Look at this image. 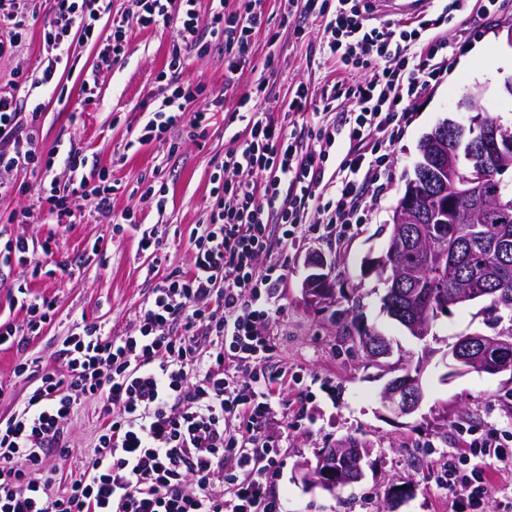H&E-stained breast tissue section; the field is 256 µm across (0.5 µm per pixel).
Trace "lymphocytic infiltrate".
<instances>
[{"label": "lymphocytic infiltrate", "mask_w": 512, "mask_h": 512, "mask_svg": "<svg viewBox=\"0 0 512 512\" xmlns=\"http://www.w3.org/2000/svg\"><path fill=\"white\" fill-rule=\"evenodd\" d=\"M32 0H0V55L24 38ZM198 0H132L112 21L102 43L105 65L127 54L133 27L175 26L176 42L168 69L184 68L183 49L224 48V79L231 82L246 62L250 36L260 27L263 0H238L227 12L225 0H210L200 13ZM110 0H54L44 36L46 64L11 90H0V193L18 172L46 174L32 131L21 125L23 96L50 84L59 65L69 61L70 37L92 36ZM324 34L342 69L369 73L347 94L354 103L342 124L326 126L318 143L303 149L295 134H284L265 109L253 108L250 138L224 157L225 172L237 175L212 190L210 213L195 229L192 262L183 274L165 278L141 304L135 330L112 337L103 325L84 320L62 342L64 371L25 359L17 373L34 387L24 404L0 416V512H284L270 483L282 456L278 443L261 431L275 417L273 399L288 384L287 371L270 374V350L261 326L280 310L277 268L257 274L255 261L267 249L266 207L284 202L283 236L296 227L354 223L366 179L380 180L385 155L371 148L375 134L398 137L409 108L448 74L447 60L428 25L406 30L371 25L361 0H336ZM224 109L222 96L192 83H171L154 99L145 138L183 126L203 128L208 113ZM355 143L334 177L336 203L325 208L317 189L324 164L340 138ZM11 307L24 311V325L0 320V350L12 348L20 331L39 335L54 301L18 286ZM99 404L101 419L92 456L61 492L51 493L38 478L50 457L67 458L64 428L82 401ZM501 435L473 438L450 460L437 483L455 497L457 512H481L492 483L470 457L512 466V448ZM222 493H214L215 479Z\"/></svg>", "instance_id": "f902f5d3"}]
</instances>
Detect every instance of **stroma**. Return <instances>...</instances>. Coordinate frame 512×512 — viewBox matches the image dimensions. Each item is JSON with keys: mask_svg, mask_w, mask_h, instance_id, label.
<instances>
[{"mask_svg": "<svg viewBox=\"0 0 512 512\" xmlns=\"http://www.w3.org/2000/svg\"><path fill=\"white\" fill-rule=\"evenodd\" d=\"M53 0H36L26 41L18 51L0 56V89L9 88L18 74L39 72L46 56L43 35L53 16ZM131 0H112L111 11L96 24L94 40L78 44L70 67L59 70L54 83L34 91L23 119H34L43 152L75 150L85 155L89 185H112V218L125 217L152 227L159 239L157 256L141 252L132 232L114 235L107 248L85 264L77 259L104 235L107 226L93 211L90 198L80 200L84 212L69 227L45 223L38 199L46 191L39 177L21 174L12 192L0 199V231L28 239L34 249L31 267L0 274V311L9 309L10 294L18 285L54 298L58 308L38 336L25 337L21 349L0 351V415L20 406L31 387L17 375L20 360L39 359L62 370L63 339L77 320L101 322L111 335L130 333L143 299L165 277L186 272L191 264V233L210 212V191L220 175L224 155L250 137L238 112L243 99L257 102L284 131H299L303 144H314L322 120L320 111L350 110L346 98L334 97L335 86L350 85L364 70L346 72L328 54L322 13L334 9L333 0H310L288 11L284 0H265L264 22L251 37L248 62L234 82L224 80V51L211 47L205 54L185 51L181 80L203 84L222 95L224 109L211 113L199 131L179 127L164 140L140 142L145 106L161 88L157 75L165 71L175 40L173 29L149 27L128 34L125 59L102 70L93 102H85L81 81L98 63L99 44L110 37L112 19L126 12ZM467 19L440 27L448 45V77L413 101L410 120L389 149L392 182L382 193H366L368 216L343 237L323 227L303 226L299 244L283 243L280 208L267 217L274 239L258 260L259 269L276 266L286 277L281 308L264 326L271 346V367L288 368L297 382L274 399L277 417L267 429L280 440L283 455L271 490L286 512H454L453 497L437 486L434 474L447 467L449 453L465 447L473 435L491 428H512V375L448 373L441 357H434L423 373L425 400L415 414L394 418L382 407L380 391L386 382L366 362L337 325L332 313L359 300L361 323L381 330L395 348L419 358L422 346L381 308L384 284L366 275L364 260L386 252L393 210L414 176L422 138L445 119L462 120L455 104L467 88L479 90L478 107L512 124V96L504 83L512 78V0H470ZM265 91H258V84ZM307 85L313 102L307 114L289 117L288 101L297 84ZM39 114H32L33 104ZM28 210L24 224L8 223L11 212ZM54 255L45 260L43 243ZM334 265L336 304L318 311L302 291L310 255ZM493 317L483 304L452 309L434 327L437 348L458 336L490 333ZM100 421L94 401L80 405L67 430L72 447L58 475L70 481L91 456ZM352 441L370 455L362 481L333 492L303 483L299 465L323 448ZM411 487L410 497L393 501L394 492Z\"/></svg>", "mask_w": 512, "mask_h": 512, "instance_id": "obj_1", "label": "stroma"}]
</instances>
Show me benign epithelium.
I'll return each instance as SVG.
<instances>
[{
	"label": "benign epithelium",
	"instance_id": "7a95c632",
	"mask_svg": "<svg viewBox=\"0 0 512 512\" xmlns=\"http://www.w3.org/2000/svg\"><path fill=\"white\" fill-rule=\"evenodd\" d=\"M479 95L480 92L469 90L458 102V108H464L472 113L466 122H442L424 136L421 149L424 161L416 163L414 178L407 183V195L399 200L394 208V214L397 215L403 208L410 206L419 194L427 196L428 212L423 214L422 223L415 226L411 232L406 233L396 226L393 227L390 235L392 246L413 253L422 252V243L443 230V225L435 223L438 211L447 213L448 219L451 220L463 206L478 208L485 205L487 187L506 183L504 174L509 171V167L499 166L494 170L484 167L472 177L456 183L454 195L445 200L444 188L429 182L435 169L446 170L443 145L454 137L459 128L470 130V156L474 160L480 161L512 152V138L509 137L512 128L496 120L491 123L484 120L483 114L476 108V99ZM306 266L311 270V276L303 281L307 303L314 309L331 306L335 293L333 270L327 267L319 255L310 256ZM366 271L385 279L388 285L383 297L384 310L403 321L414 334V338L424 343L421 359L414 366L403 354H395L393 343L386 337L374 336L364 341L369 360L389 362L392 371L400 372V375L392 378L382 388L380 397L383 407L392 416L407 417L416 413L423 403L425 390L421 373L424 365L439 353V350L431 347L429 343V336L433 330L432 318L447 312L448 302L442 298L433 299L421 281L414 282L409 288L403 287L398 277L389 272L382 256L367 258ZM511 353V340L473 332L463 336L450 350L443 353V357H451L465 371L478 370L497 375L512 368V363L509 362ZM366 454V449L350 444L323 452L319 454L315 463L307 461L301 465L303 479L327 491L359 482L364 477L363 460Z\"/></svg>",
	"mask_w": 512,
	"mask_h": 512
}]
</instances>
